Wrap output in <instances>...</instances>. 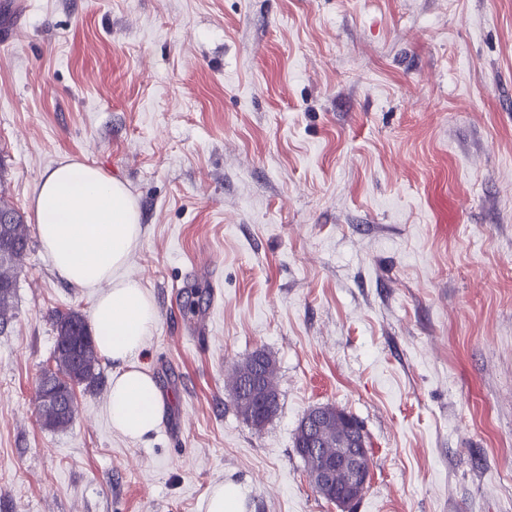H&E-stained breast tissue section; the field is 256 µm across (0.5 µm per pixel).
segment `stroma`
<instances>
[{"instance_id": "35a3bbf8", "label": "stroma", "mask_w": 512, "mask_h": 512, "mask_svg": "<svg viewBox=\"0 0 512 512\" xmlns=\"http://www.w3.org/2000/svg\"><path fill=\"white\" fill-rule=\"evenodd\" d=\"M72 159L124 182L165 400L113 431L112 377L42 427L51 314H90L39 239L0 332V512H338L293 448L354 415L356 512H512V0H27L0 9V194L32 223ZM199 297L186 307L187 295ZM276 362L262 431L229 380ZM204 512H247L246 494L233 482L215 483L204 499Z\"/></svg>"}]
</instances>
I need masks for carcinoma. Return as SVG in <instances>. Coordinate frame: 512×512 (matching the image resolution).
<instances>
[{"label": "carcinoma", "instance_id": "1", "mask_svg": "<svg viewBox=\"0 0 512 512\" xmlns=\"http://www.w3.org/2000/svg\"><path fill=\"white\" fill-rule=\"evenodd\" d=\"M31 242L29 225L11 203L0 194V248L6 247L8 258L0 260V330L8 326L13 318L14 299L17 288V272L29 250ZM52 320L56 328L55 346H64L63 351H53L54 368L45 371L44 376L71 393L70 381L91 389L100 377V358L96 346L76 350L81 337L90 335L89 326L83 315L75 310L57 311ZM262 376L264 385L276 389L274 383L276 364L263 352H258L238 369L239 380L247 381L253 375Z\"/></svg>", "mask_w": 512, "mask_h": 512}]
</instances>
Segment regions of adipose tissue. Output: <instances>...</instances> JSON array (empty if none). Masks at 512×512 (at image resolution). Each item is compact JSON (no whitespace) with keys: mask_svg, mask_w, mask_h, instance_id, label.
I'll list each match as a JSON object with an SVG mask.
<instances>
[{"mask_svg":"<svg viewBox=\"0 0 512 512\" xmlns=\"http://www.w3.org/2000/svg\"><path fill=\"white\" fill-rule=\"evenodd\" d=\"M31 206L42 248L59 277L96 291L94 342L115 366L107 398L111 426L128 439L146 440L162 423L165 403L141 360L156 305L124 273L141 233L135 201L122 181L99 167L67 160L42 175Z\"/></svg>","mask_w":512,"mask_h":512,"instance_id":"adipose-tissue-1","label":"adipose tissue"}]
</instances>
